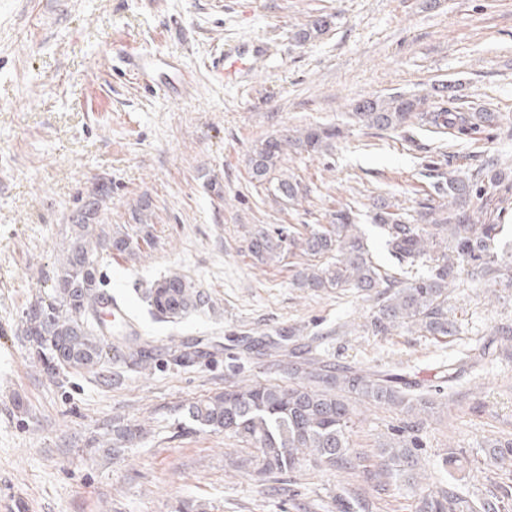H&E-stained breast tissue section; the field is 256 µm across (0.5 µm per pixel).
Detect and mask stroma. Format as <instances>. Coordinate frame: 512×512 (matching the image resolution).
<instances>
[{"label": "stroma", "instance_id": "obj_1", "mask_svg": "<svg viewBox=\"0 0 512 512\" xmlns=\"http://www.w3.org/2000/svg\"><path fill=\"white\" fill-rule=\"evenodd\" d=\"M323 16L329 28L300 41ZM252 39L271 54L225 84L209 61ZM145 50L190 71L191 91L136 80L124 61ZM449 81L497 123L437 135L348 119L357 100L428 96ZM322 124L342 131L327 155L282 162L299 200L252 179L261 140ZM494 160L512 165V0H0V512H177L192 500L209 512H336L340 497L355 512H416L423 495L448 488L512 505V456L489 454L512 442V289L460 273L448 291L454 335L382 336L370 327L375 294L297 288L308 256L262 265L247 250L257 226L303 234L352 205L384 261L372 221L381 203L416 214L430 168L469 177ZM103 182L108 231L139 235L133 212L151 205L150 244L137 257L111 253L103 274L157 366L49 374L31 361L25 312L51 283L71 216ZM174 271L212 303L170 323L142 293ZM280 334L334 365L401 373L431 390L432 407L358 405L354 468L260 476L251 449L201 430L188 408L242 380L287 382V356L242 342ZM192 339L208 356L171 364L170 349ZM484 340L492 357L446 398L443 365ZM137 424L144 436L111 453L114 427ZM402 438L419 443L416 474L384 477L380 453Z\"/></svg>", "mask_w": 512, "mask_h": 512}]
</instances>
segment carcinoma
Instances as JSON below:
<instances>
[{"label": "carcinoma", "instance_id": "carcinoma-1", "mask_svg": "<svg viewBox=\"0 0 512 512\" xmlns=\"http://www.w3.org/2000/svg\"><path fill=\"white\" fill-rule=\"evenodd\" d=\"M429 103L407 95L387 100L363 98L354 105L352 118L361 125L380 131L395 130L414 119L421 129L445 134L455 129L463 134L481 126L490 127L498 115L484 109L469 114L455 106L456 86L442 84L434 89ZM339 130L315 125L296 135L268 137L249 158L251 177L272 187L275 197L293 201L299 197V183L280 171L288 152L323 155L333 146ZM512 191V169L496 166L483 169L475 181L438 176L432 191L418 211L419 223L409 222L406 214L383 205L373 215L384 246L396 261L397 275H388L373 260L357 213L346 206L336 210L332 224L320 225L296 237L282 227H260L252 233L248 251L260 264L281 259L285 248L295 247L305 255L326 257L327 263L308 264L298 272L295 285L311 290L353 288L359 292L383 289L378 314L371 321L375 335H385L395 327L410 326L431 336H451L448 320V288L466 266L470 276L490 281V286L512 288V278L502 279V267L512 263L494 251L501 225L477 223L473 215L483 206L469 207L476 199L493 192L499 202L508 201ZM104 185L92 194L72 217L68 245L57 257L56 273L48 290L30 304L24 333L37 362L47 371L70 369L97 372L112 361L131 369L146 371L155 360L154 349L123 338L112 341V329L103 326L97 313L105 285L100 274L103 252L138 254L140 242L126 232L106 236L98 224L99 212L110 198ZM143 298L150 313L168 322L185 318L204 308L209 298L194 281L170 272L145 289ZM203 357L196 344H184L171 354L174 365L189 367ZM490 357L482 344L472 345L448 365V384L458 380L462 368H476ZM387 405L413 410L427 408L428 401L419 385L410 384L397 373L336 368L317 358L292 364L288 383L250 382L233 385L223 392L193 403L192 420L203 430L224 432L253 449L251 463L258 474L271 476L294 471L305 462L326 463L332 467L352 466L349 424L353 403ZM112 452L143 434V427L113 430ZM413 441H398L383 449V471L395 476L413 477L418 458ZM461 502L456 494L437 498L422 497L417 512H453Z\"/></svg>", "mask_w": 512, "mask_h": 512}]
</instances>
